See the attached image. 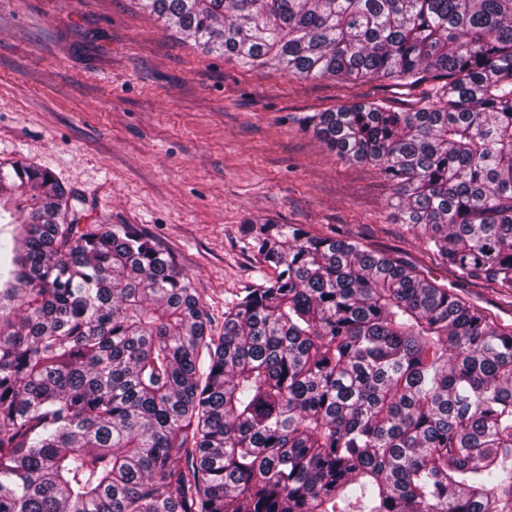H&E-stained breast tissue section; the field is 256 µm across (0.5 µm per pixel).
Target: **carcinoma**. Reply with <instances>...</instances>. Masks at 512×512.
I'll return each instance as SVG.
<instances>
[{
  "label": "carcinoma",
  "instance_id": "cac0c4a2",
  "mask_svg": "<svg viewBox=\"0 0 512 512\" xmlns=\"http://www.w3.org/2000/svg\"><path fill=\"white\" fill-rule=\"evenodd\" d=\"M243 67L429 72L300 124L396 188L459 283L512 294V0H141ZM0 162V512H512V326L391 253L243 225L273 276L212 336L131 224Z\"/></svg>",
  "mask_w": 512,
  "mask_h": 512
}]
</instances>
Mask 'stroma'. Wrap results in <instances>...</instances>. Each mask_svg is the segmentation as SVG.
Here are the masks:
<instances>
[{
  "instance_id": "1",
  "label": "stroma",
  "mask_w": 512,
  "mask_h": 512,
  "mask_svg": "<svg viewBox=\"0 0 512 512\" xmlns=\"http://www.w3.org/2000/svg\"><path fill=\"white\" fill-rule=\"evenodd\" d=\"M440 84L249 69L162 26L139 0H0V160L49 171L80 224L136 225L188 274L215 335L225 308L272 274L246 245L248 222L348 236L451 282L401 223L391 183L298 122L372 99L412 108ZM458 293L512 324V294L488 282Z\"/></svg>"
}]
</instances>
